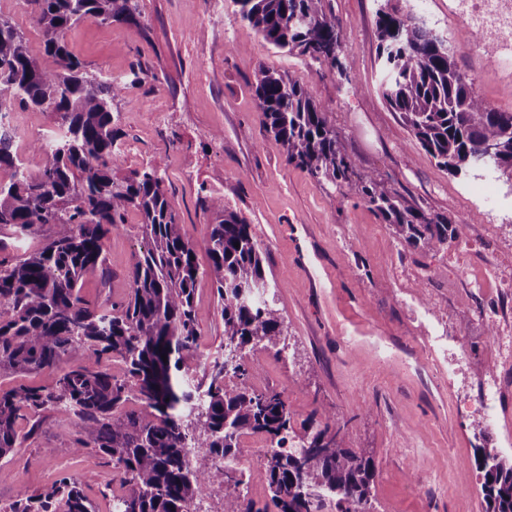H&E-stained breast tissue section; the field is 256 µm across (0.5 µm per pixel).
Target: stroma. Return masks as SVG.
<instances>
[{
    "instance_id": "stroma-1",
    "label": "stroma",
    "mask_w": 512,
    "mask_h": 512,
    "mask_svg": "<svg viewBox=\"0 0 512 512\" xmlns=\"http://www.w3.org/2000/svg\"><path fill=\"white\" fill-rule=\"evenodd\" d=\"M384 0H329L346 49L343 71L284 53L256 35L232 0H139L140 26L88 20L67 34L70 50L124 81L112 110L121 141L134 143L119 174L159 162L178 202V222L206 263L214 214L200 188L224 186V202L251 224L266 282L282 314L285 349L259 350L258 385L284 391L296 421L312 413L350 418L344 444L376 464L377 512H483L474 451L512 458V186L495 178L500 203L472 190L482 171L454 176L437 166L399 113L382 99L376 12ZM447 39L460 67L495 110L512 112V67L496 69L483 45L459 51V29L482 0H399ZM297 78L328 112L357 176L373 174L426 212L455 221L457 241L479 247L402 249L354 186L318 185L286 160L261 126L252 91L259 68ZM152 78L133 83L134 73ZM220 140H213L215 132ZM142 239L136 217L106 244L108 278L87 276L83 296L109 305L129 293ZM484 283L482 293L471 285ZM350 306L366 321L339 323ZM196 308L197 361L224 351V324L209 283ZM501 385L495 412L476 407L485 382ZM73 421L46 413L8 462L0 500L37 493L61 474L78 480L97 512H112L122 488L111 463L77 454Z\"/></svg>"
}]
</instances>
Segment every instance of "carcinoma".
<instances>
[{"label": "carcinoma", "instance_id": "cac0c4a2", "mask_svg": "<svg viewBox=\"0 0 512 512\" xmlns=\"http://www.w3.org/2000/svg\"><path fill=\"white\" fill-rule=\"evenodd\" d=\"M235 14L289 54L332 68L344 53L326 0H233ZM41 33L34 52L25 33L0 13V114L18 106L52 112L60 138L36 141L52 158L37 173L20 159L14 140L0 135V376L39 374L47 384L0 388L1 460L23 447V423L55 410L77 418L74 452L96 450L112 460L125 492L118 512H193L204 491L224 486V512H374L372 456L343 446L350 420L326 413L294 428L284 394L259 388V361L243 351L279 345L282 315L266 293L261 249L245 218L206 196L209 265L177 220L176 199L164 188L161 166L120 176V138L112 102L124 86L75 56L67 33L85 20L140 24L138 0H25ZM382 80L379 92L414 138L451 174L486 145L512 162V112H497L458 68L448 46L426 23L395 7L377 13ZM254 95L264 130L287 160L318 184L347 183L354 160L308 89L291 74L260 70ZM363 200L409 249L443 250L452 221L428 213L370 174L357 185ZM139 216L143 250L132 265L128 298L110 307L81 294L85 277L106 275L105 246ZM240 247H235L234 243ZM214 288L224 322V355L189 375L201 329L195 305L202 280ZM167 359H162V356ZM73 358L84 362L69 368ZM121 362L112 370V360ZM264 435L271 451L258 472L262 499L239 491L242 474L221 468L246 454L241 438ZM295 445L283 451L288 444ZM197 449L188 458L189 449ZM484 512H512V459L476 449ZM7 512H96L79 482L61 475L38 494L20 492Z\"/></svg>", "mask_w": 512, "mask_h": 512}]
</instances>
